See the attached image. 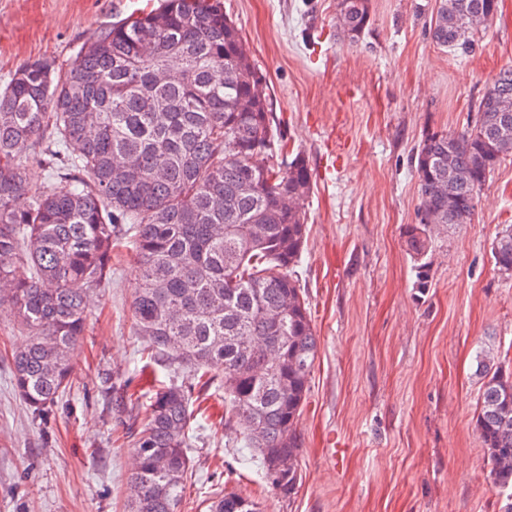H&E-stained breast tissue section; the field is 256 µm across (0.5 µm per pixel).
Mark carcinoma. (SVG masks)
<instances>
[{
	"label": "carcinoma",
	"instance_id": "carcinoma-1",
	"mask_svg": "<svg viewBox=\"0 0 512 512\" xmlns=\"http://www.w3.org/2000/svg\"><path fill=\"white\" fill-rule=\"evenodd\" d=\"M497 12L498 0H438L431 39L468 57ZM338 19L358 41L369 0H338ZM472 112L457 134H427L414 158L420 223L405 243L422 287L433 230L472 223L481 189L512 158V145L493 144L501 115L512 116L511 68ZM274 127L265 77L220 0H162L95 32L70 68L33 60L0 86V304L26 336L12 375L35 418L48 423L70 388L91 297L127 239L144 367L162 358L201 389L224 381V425L274 493H297V426L318 354L295 276L313 177L302 154L288 158ZM24 154L52 173L39 190ZM492 257L511 277L512 227L498 233ZM476 372V429L512 512V370L481 354ZM190 398L172 379L145 408L128 512H179L191 475ZM209 512L259 507L226 491Z\"/></svg>",
	"mask_w": 512,
	"mask_h": 512
}]
</instances>
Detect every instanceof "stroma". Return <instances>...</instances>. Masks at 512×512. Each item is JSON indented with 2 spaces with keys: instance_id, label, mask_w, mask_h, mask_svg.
Segmentation results:
<instances>
[{
  "instance_id": "35a3bbf8",
  "label": "stroma",
  "mask_w": 512,
  "mask_h": 512,
  "mask_svg": "<svg viewBox=\"0 0 512 512\" xmlns=\"http://www.w3.org/2000/svg\"><path fill=\"white\" fill-rule=\"evenodd\" d=\"M223 2L266 77L289 150L313 173L297 274L319 351L294 497L242 465L217 382L191 422L181 512H208L226 490L261 512H503L507 495L489 478L475 429V358L486 351L512 369V276L492 258L497 231L512 225V159L481 190L472 223L433 236L426 286L404 231L419 221L423 136L466 127L473 101L512 68V0H499L466 59L432 42L436 0H370V27L355 43L340 31L336 0ZM147 3L0 0V85L31 60L69 68L91 35ZM136 286L124 242L74 347L72 388L47 424L13 388L10 352L22 338L0 310V512H126L142 416L115 400L149 403L165 371L141 370Z\"/></svg>"
}]
</instances>
